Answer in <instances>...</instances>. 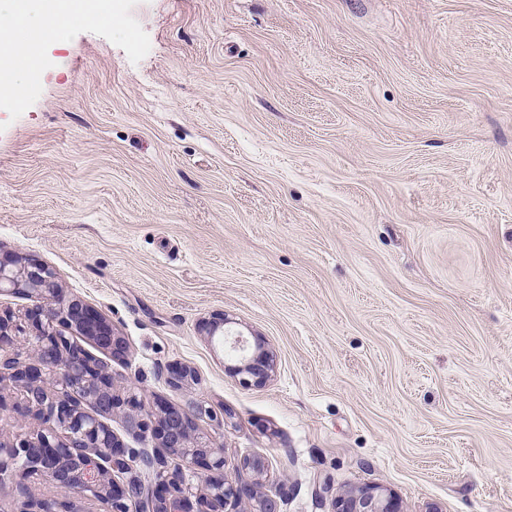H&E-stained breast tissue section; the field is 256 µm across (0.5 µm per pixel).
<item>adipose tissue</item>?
Listing matches in <instances>:
<instances>
[{
	"label": "adipose tissue",
	"mask_w": 512,
	"mask_h": 512,
	"mask_svg": "<svg viewBox=\"0 0 512 512\" xmlns=\"http://www.w3.org/2000/svg\"><path fill=\"white\" fill-rule=\"evenodd\" d=\"M106 0L88 8L84 0H0V96L22 101L29 68L38 66L50 40L43 22L107 14Z\"/></svg>",
	"instance_id": "1"
}]
</instances>
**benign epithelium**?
<instances>
[{"mask_svg": "<svg viewBox=\"0 0 512 512\" xmlns=\"http://www.w3.org/2000/svg\"><path fill=\"white\" fill-rule=\"evenodd\" d=\"M10 291L34 301L25 320L16 323L0 314V370L22 388L20 400L6 408L19 417L33 416L45 430L11 448L0 447V475L8 463H21L20 476L37 474L61 493L79 495L105 505V512H223L229 504L248 502L253 512H278L277 504L258 493L254 483L230 479L224 449L212 448L203 438L191 441L194 416L207 414L218 427L224 412L196 405L179 408L163 402L147 404L131 391L124 398L112 393L108 363L95 357L74 337L84 336L113 358L128 352L117 335L93 308L66 296L47 266L0 258V292ZM23 345L28 358L15 352ZM275 368L272 352L257 345L235 372L242 383L260 386ZM120 412L133 433L150 432L160 440L156 454L140 455L125 447L104 422ZM178 460L168 465L167 457ZM141 465L148 480L117 477ZM201 483L202 494L193 496L186 473ZM24 512H66L56 499H29ZM335 512H400L392 494L379 486L347 491L335 497Z\"/></svg>", "mask_w": 512, "mask_h": 512, "instance_id": "benign-epithelium-1", "label": "benign epithelium"}]
</instances>
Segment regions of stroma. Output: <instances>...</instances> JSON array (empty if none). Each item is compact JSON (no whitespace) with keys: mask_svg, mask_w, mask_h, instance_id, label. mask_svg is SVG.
I'll use <instances>...</instances> for the list:
<instances>
[{"mask_svg":"<svg viewBox=\"0 0 512 512\" xmlns=\"http://www.w3.org/2000/svg\"><path fill=\"white\" fill-rule=\"evenodd\" d=\"M110 2L0 98V256L125 338L115 394L223 412L280 512H512V0ZM56 494L10 471L0 512ZM275 368V357L272 352L264 350L261 343H257V352L243 359L242 365L234 372L245 375L242 383L247 386H260L271 376ZM336 512H400L392 494L379 486L347 491L335 497Z\"/></svg>","mask_w":512,"mask_h":512,"instance_id":"35a3bbf8","label":"stroma"}]
</instances>
